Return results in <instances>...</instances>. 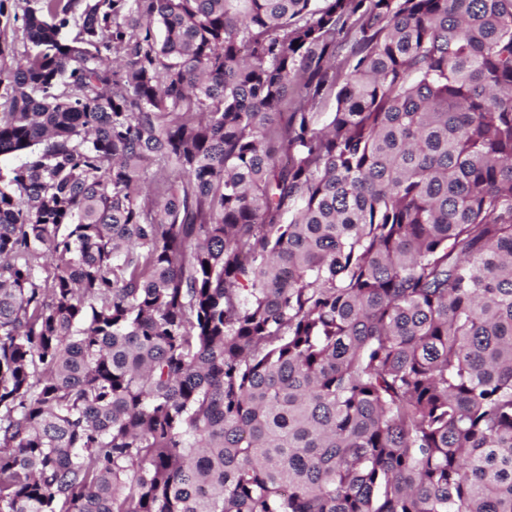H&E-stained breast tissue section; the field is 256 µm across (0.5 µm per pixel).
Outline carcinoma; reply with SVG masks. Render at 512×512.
Segmentation results:
<instances>
[{"label": "carcinoma", "mask_w": 512, "mask_h": 512, "mask_svg": "<svg viewBox=\"0 0 512 512\" xmlns=\"http://www.w3.org/2000/svg\"><path fill=\"white\" fill-rule=\"evenodd\" d=\"M21 29L0 512H512V0Z\"/></svg>", "instance_id": "carcinoma-1"}]
</instances>
